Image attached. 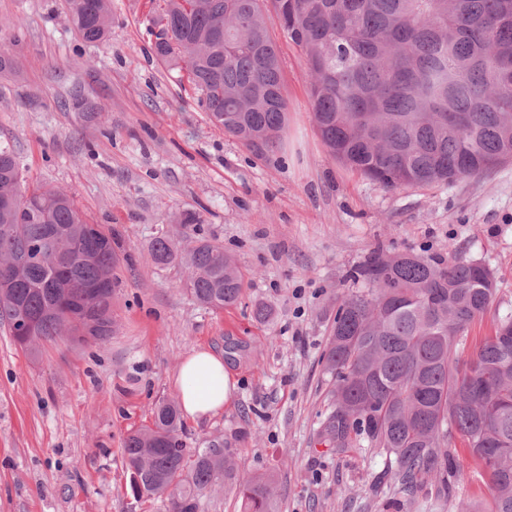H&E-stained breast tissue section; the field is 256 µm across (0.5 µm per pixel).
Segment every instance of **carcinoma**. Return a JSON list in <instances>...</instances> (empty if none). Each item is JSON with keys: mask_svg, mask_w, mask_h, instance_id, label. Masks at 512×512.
I'll return each mask as SVG.
<instances>
[{"mask_svg": "<svg viewBox=\"0 0 512 512\" xmlns=\"http://www.w3.org/2000/svg\"><path fill=\"white\" fill-rule=\"evenodd\" d=\"M159 29L158 62L183 73L211 123L249 148H277L288 104L275 14L309 69V97L327 156L388 189L432 187L512 161V0H150ZM79 39L104 42L112 0H63ZM177 223L197 235L183 248L163 235L151 244L158 265L180 262L186 288L215 310L236 306L244 275L224 248L198 235L199 214ZM64 233L21 273L11 260ZM118 253L65 191L28 181L0 145V325L31 354L65 336L102 342L117 330L112 298ZM354 279L367 290L343 297L325 367L335 377L333 410L320 436L338 451L351 432L385 455L380 483L431 509L448 502L457 435L492 488L481 508L512 512V319L473 355L460 346L495 294V276L476 260L374 251ZM38 336L15 335L21 317ZM123 456L139 499L164 497L168 512H199L203 493L233 476L232 453L214 442L190 450L173 400L155 405L152 424L131 430ZM243 512H274L269 475L240 483Z\"/></svg>", "mask_w": 512, "mask_h": 512, "instance_id": "obj_1", "label": "carcinoma"}]
</instances>
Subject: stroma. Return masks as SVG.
<instances>
[{"mask_svg":"<svg viewBox=\"0 0 512 512\" xmlns=\"http://www.w3.org/2000/svg\"><path fill=\"white\" fill-rule=\"evenodd\" d=\"M147 0H112V30L82 43L62 0H0V48L21 64L0 76V143L30 181L68 191L89 223L112 234L120 286L117 331L106 341L41 343L37 356L0 327V512H166L137 499L122 456L130 430L150 425L160 399H178L182 362L223 353L232 401L186 420L189 447L222 441L233 479L199 512H241L238 484L265 473L275 512H428L420 498L373 490L384 458L361 444L339 452L320 432L334 379L323 356L352 274L376 248L477 260L496 293L468 331L473 350L512 317V163L450 185L388 190L329 159L316 131L309 71L276 16L288 121L263 153L225 135L178 71L158 63ZM199 213L201 233L245 276L236 307L214 311L185 290L183 265H156V236L173 216ZM271 307L258 322L255 304ZM448 503H484L492 490L453 440Z\"/></svg>","mask_w":512,"mask_h":512,"instance_id":"1","label":"stroma"}]
</instances>
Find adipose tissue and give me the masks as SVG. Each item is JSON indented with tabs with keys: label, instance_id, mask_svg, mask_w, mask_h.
Listing matches in <instances>:
<instances>
[{
	"label": "adipose tissue",
	"instance_id": "1",
	"mask_svg": "<svg viewBox=\"0 0 512 512\" xmlns=\"http://www.w3.org/2000/svg\"><path fill=\"white\" fill-rule=\"evenodd\" d=\"M177 386L182 409L194 420L222 411L231 402L236 389L223 355L205 347L196 349L185 359Z\"/></svg>",
	"mask_w": 512,
	"mask_h": 512
}]
</instances>
